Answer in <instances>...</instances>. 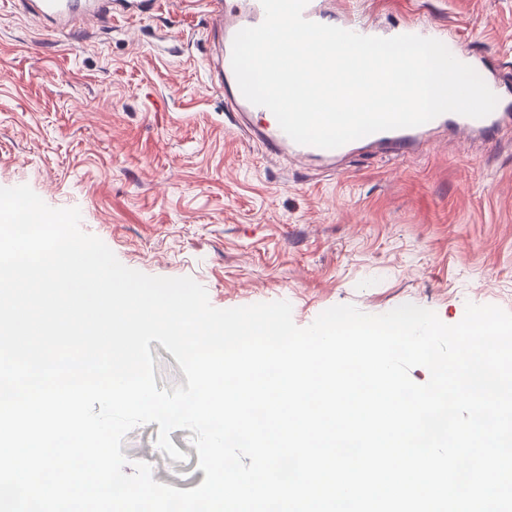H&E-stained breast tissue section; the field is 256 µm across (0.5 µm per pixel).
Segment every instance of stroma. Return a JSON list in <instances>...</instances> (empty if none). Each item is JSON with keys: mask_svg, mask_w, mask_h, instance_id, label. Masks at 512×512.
Masks as SVG:
<instances>
[{"mask_svg": "<svg viewBox=\"0 0 512 512\" xmlns=\"http://www.w3.org/2000/svg\"><path fill=\"white\" fill-rule=\"evenodd\" d=\"M388 28L459 31L512 102V0H325ZM206 0L57 31L0 0V187L76 208L83 232L126 267L189 277L213 307L288 301L299 327L351 304H405L458 323L467 303L512 313V131L438 134L405 153L336 164L271 155L213 89L220 54ZM150 423L122 452L179 490L205 479L187 429Z\"/></svg>", "mask_w": 512, "mask_h": 512, "instance_id": "obj_1", "label": "stroma"}]
</instances>
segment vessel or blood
Masks as SVG:
<instances>
[{"label": "vessel or blood", "mask_w": 512, "mask_h": 512, "mask_svg": "<svg viewBox=\"0 0 512 512\" xmlns=\"http://www.w3.org/2000/svg\"><path fill=\"white\" fill-rule=\"evenodd\" d=\"M29 8L44 18L53 19L57 28L70 29L79 22H94L102 15L100 0H25ZM214 15V30L221 43V58L216 68L218 91L224 93L232 108L247 117L253 132L260 137L267 149L276 155L290 151L301 159L319 158L335 161L352 153V145L336 149H322L301 145L293 141L280 128L277 120L266 119L262 107L250 103L241 93L231 65L232 44L235 34L242 28L259 25L264 19L260 0H209ZM402 33L434 38L445 42L450 52L461 62L475 65L476 60L448 37V29L442 25H427L417 20L408 21ZM512 123L511 112H492L475 119L456 113H445L413 128L380 131L362 138L363 146H382L395 152H406L418 145L423 135L432 130L450 129L455 132L487 131Z\"/></svg>", "instance_id": "1"}]
</instances>
